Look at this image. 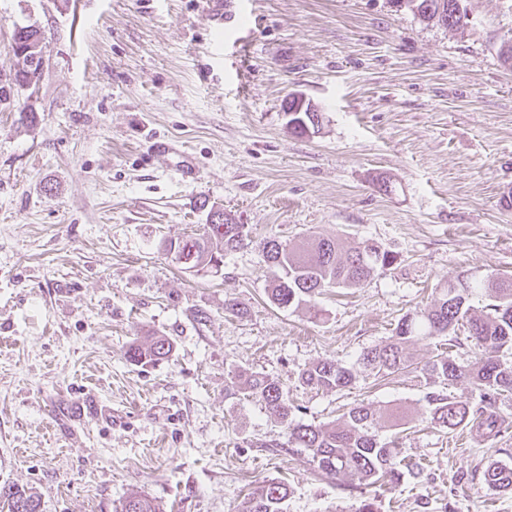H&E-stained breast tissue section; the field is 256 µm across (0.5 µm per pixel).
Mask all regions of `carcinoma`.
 <instances>
[{
	"mask_svg": "<svg viewBox=\"0 0 512 512\" xmlns=\"http://www.w3.org/2000/svg\"><path fill=\"white\" fill-rule=\"evenodd\" d=\"M466 0H413V11L425 20L435 19L445 27L468 25ZM20 67L15 76L28 72L41 74V59L32 53L16 54ZM251 242L245 224H206L203 231L178 240L164 242V251L208 265L224 261V255ZM262 254L270 274L267 289L271 304L278 308L310 303L327 288H357L378 269L393 263L394 257L379 246L366 243L346 248L335 238L308 237L295 246L275 238L262 243ZM490 292L489 312L478 314L470 304L479 291ZM468 324L470 338L480 357L458 362L442 350L435 359L419 367L422 376L448 383L467 379L474 397L455 400L440 391L425 395L428 424L455 430L473 423L488 436L500 432L497 402L512 392V276L502 275L482 281L468 276L435 289L430 307L402 317L383 345L364 349L355 363L346 366L335 360H321L303 369L299 382L316 391H342L353 386L367 373L396 376L412 366L405 346L419 339L449 335L459 322ZM173 343L164 336H149L141 344H132L124 352L134 365L158 363L168 359ZM227 399L251 400L261 406L278 424L286 442L273 441L266 448H299L311 457L316 471L341 481L351 491L367 487L395 488L405 475L419 476L422 465H410L397 458L396 440L383 439L379 429L397 426L404 418L399 410L375 408L357 403L342 414L339 423L312 424L296 420L298 408L288 402V393L269 375L237 370L224 388ZM490 490H512V468L490 462L481 473ZM288 483L281 478H265L255 484L241 503L239 512H285ZM0 498L10 512H39L38 498L14 485L0 486ZM120 512H160L155 500L144 494H132L121 504Z\"/></svg>",
	"mask_w": 512,
	"mask_h": 512,
	"instance_id": "1",
	"label": "carcinoma"
}]
</instances>
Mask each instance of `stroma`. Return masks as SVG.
I'll return each instance as SVG.
<instances>
[{
    "label": "stroma",
    "mask_w": 512,
    "mask_h": 512,
    "mask_svg": "<svg viewBox=\"0 0 512 512\" xmlns=\"http://www.w3.org/2000/svg\"><path fill=\"white\" fill-rule=\"evenodd\" d=\"M468 8L456 31L394 0H224L220 15L212 0H0V80L19 67L15 27L45 38L40 80L0 104V484L41 512H119L134 492L164 512H237L254 482L283 477L286 512H347L352 496L306 453L265 451L283 434L258 404L225 398L241 368L280 382L306 423L353 403L406 409L382 433L426 469L378 490L380 512H512V491L466 487L489 462L512 466V394L496 438L424 427L429 390L472 396L418 373L436 340L408 346L409 373L341 392L299 382L385 343L441 283L512 274V69L498 56L512 0ZM295 95L320 110L318 133L289 130ZM203 197L250 231L218 276L159 248L202 232ZM308 236L395 262L316 309L275 308L260 244ZM152 333L170 358L129 364Z\"/></svg>",
    "instance_id": "1"
}]
</instances>
